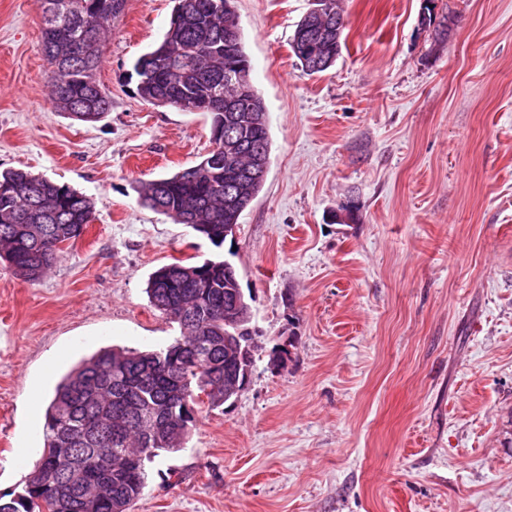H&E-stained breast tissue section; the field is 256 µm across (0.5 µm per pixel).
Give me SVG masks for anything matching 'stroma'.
I'll list each match as a JSON object with an SVG mask.
<instances>
[{
	"label": "stroma",
	"mask_w": 512,
	"mask_h": 512,
	"mask_svg": "<svg viewBox=\"0 0 512 512\" xmlns=\"http://www.w3.org/2000/svg\"><path fill=\"white\" fill-rule=\"evenodd\" d=\"M435 2L454 17L440 44L423 0H339L341 54L309 76L290 41L312 0H236L270 164L222 251L266 351L150 463L132 512H512V0ZM173 6L127 0L97 74L112 108L81 123L49 105L40 0H0V171L95 205L40 281L0 262V495L36 464L65 373L179 335L149 275L215 252L138 199L211 147L209 115L131 76Z\"/></svg>",
	"instance_id": "obj_1"
}]
</instances>
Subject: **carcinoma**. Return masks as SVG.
Returning <instances> with one entry per match:
<instances>
[{"mask_svg": "<svg viewBox=\"0 0 512 512\" xmlns=\"http://www.w3.org/2000/svg\"><path fill=\"white\" fill-rule=\"evenodd\" d=\"M41 0V42L45 59L59 64L50 71L49 103L56 112L94 123L112 107L98 79L66 87L81 76L64 70L71 59L68 44L57 38L52 5ZM69 25L87 35L83 57L74 62L97 74L110 23L120 17L103 7L108 0H68ZM210 0H176L175 32L142 54L133 65L138 96L151 103L182 90L199 97L259 95L248 84L227 87L224 72L251 69L242 39L224 44V30L239 27L237 16L210 12ZM298 22L290 47L309 76L325 72L342 47L345 21L338 0H317ZM327 38L320 67L305 62L310 27ZM246 159L222 168L223 187L205 179L191 181L186 171L150 180L139 188L143 206L177 223L190 212L193 231L214 247L224 244V225L240 215L260 192L251 186L239 209L228 210L225 186L250 182ZM94 220L90 198L44 176L21 169L0 172V260L25 282L41 279L58 261L62 246L79 237ZM239 280L224 266L206 259L175 261L158 268L146 287L151 307L177 323L180 336L157 349L104 348L83 361L57 385L45 414L42 452L22 492L0 497V512H131L147 487L146 462L161 450L182 447L203 409L214 410L236 399L245 385V368H253L262 345L251 347L252 324L224 323L231 293Z\"/></svg>", "mask_w": 512, "mask_h": 512, "instance_id": "carcinoma-1", "label": "carcinoma"}]
</instances>
